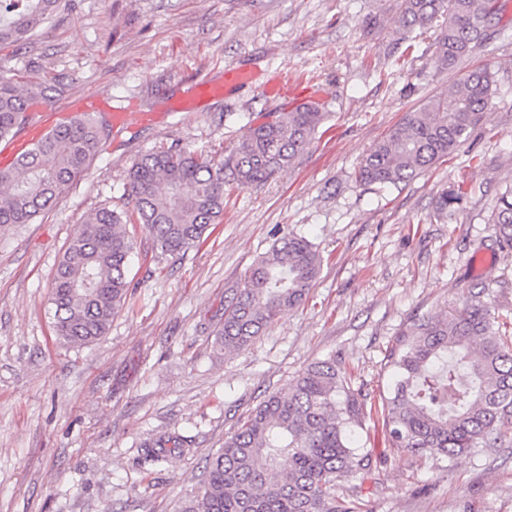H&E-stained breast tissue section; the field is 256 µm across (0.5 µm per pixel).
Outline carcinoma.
I'll use <instances>...</instances> for the list:
<instances>
[{
	"label": "carcinoma",
	"mask_w": 512,
	"mask_h": 512,
	"mask_svg": "<svg viewBox=\"0 0 512 512\" xmlns=\"http://www.w3.org/2000/svg\"><path fill=\"white\" fill-rule=\"evenodd\" d=\"M61 0H0V48L42 26ZM499 0H403L404 30L435 31L433 55L454 65L490 38ZM487 68L466 73L448 93L409 112L362 158L357 179L397 187L452 154L483 121L494 93ZM37 102L24 75L0 78V140L17 136ZM325 118L315 105L277 112L251 125L229 152L215 158L158 146L138 158L126 191L132 210H96L70 240L52 287L57 338L70 345L104 336L127 302L134 242L125 224L145 226L162 253L179 257L201 241L224 211V186L248 187L287 170ZM109 131L103 115L80 113L44 135L7 168L0 167V229L31 224L87 170ZM460 198L443 191L433 219L456 212ZM495 244L512 255V183L490 216ZM321 266L307 238L286 234L249 267L224 304L215 343L250 347L287 309L300 306ZM493 291L473 285L446 318H415L390 347L384 366L393 381L382 398L388 441L395 448L459 458L493 448L512 435V317L496 312ZM361 403L336 360L310 364L288 395L272 394L208 460L205 476L177 512H355L336 499V482L370 466L354 446L351 424ZM179 437L142 448L159 462L184 450Z\"/></svg>",
	"instance_id": "obj_1"
}]
</instances>
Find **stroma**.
Returning <instances> with one entry per match:
<instances>
[{"mask_svg": "<svg viewBox=\"0 0 512 512\" xmlns=\"http://www.w3.org/2000/svg\"><path fill=\"white\" fill-rule=\"evenodd\" d=\"M402 0H67L27 40L0 50V77L29 72L56 111H152L109 132L89 169L31 224L0 232V512H174L207 460L269 395H286L310 363L335 359L361 402L354 429L369 470L338 483L362 512H512V437L458 459L390 447L384 357L419 315L448 316L477 283L512 309V256L488 219L512 184V0L495 35L442 67L428 38L397 23ZM239 64L254 84L197 112H167L193 77ZM484 66L497 90L486 118L447 158L406 185L357 181L365 153L406 112ZM303 78L327 114L288 171L227 188L207 238L173 258L131 224L132 296L100 340L60 344L52 280L86 217L128 209L124 184L164 145L210 153L247 126L295 105L270 96L278 72ZM461 197L431 221L442 190ZM306 237L322 263L300 307L253 345L215 347L224 298L284 233ZM189 450L145 461L163 436Z\"/></svg>", "mask_w": 512, "mask_h": 512, "instance_id": "stroma-1", "label": "stroma"}]
</instances>
